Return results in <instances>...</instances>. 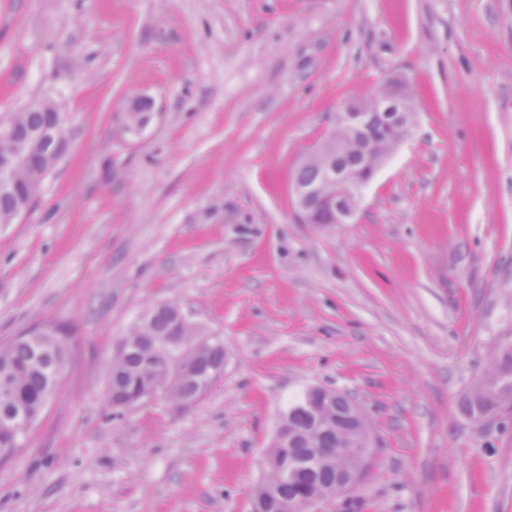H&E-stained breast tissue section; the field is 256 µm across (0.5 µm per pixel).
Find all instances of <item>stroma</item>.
Wrapping results in <instances>:
<instances>
[{"instance_id":"obj_1","label":"stroma","mask_w":512,"mask_h":512,"mask_svg":"<svg viewBox=\"0 0 512 512\" xmlns=\"http://www.w3.org/2000/svg\"><path fill=\"white\" fill-rule=\"evenodd\" d=\"M397 75L409 136L350 223H303L294 172ZM42 99L68 149L0 225V343L72 336L0 512H250L311 386L370 429L351 512H512V414L461 408L512 339V0H0V116ZM169 301L223 375L185 413L112 407L123 337ZM137 103L138 101H135L131 104L130 112H127V123L125 126V132L133 135L142 131V129L150 123L153 117V112H149L151 108L149 102H141V110L143 112H139L136 107Z\"/></svg>"}]
</instances>
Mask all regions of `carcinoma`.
Masks as SVG:
<instances>
[{
  "mask_svg": "<svg viewBox=\"0 0 512 512\" xmlns=\"http://www.w3.org/2000/svg\"><path fill=\"white\" fill-rule=\"evenodd\" d=\"M150 108V103L143 101L141 111L127 113L125 132L135 135L142 131L153 117ZM69 120V114L51 102L47 109L27 106L0 121L12 131L10 135L0 134V163L9 165V177L0 179V225L14 222L23 204L34 201L42 179L67 149V138H57L55 131L68 127ZM412 122L413 118H407L399 130L382 110L371 109L359 125L336 126L340 154L335 166L358 176H370L380 148L395 149L409 134ZM326 176L324 166L309 159L298 170L294 189L317 188L328 193L332 185ZM180 313L175 304H161L132 325L123 340L124 350L112 363V385L125 396H137L148 382L167 384L162 364H177L183 370L182 380L167 395V402L183 412L193 408L224 373V341L211 338L202 353L192 350L207 332L192 321L180 322ZM67 335L69 328L57 324L27 330L0 345V439L3 425L19 421L24 415L34 420L39 417L65 366ZM293 397L288 405V421L296 436L295 446L270 448L268 457L286 453L290 458L310 461L311 453H318L321 472L310 476L298 470L288 478L283 493L292 503L303 496L323 497L336 488V473L330 465L337 461L348 468H368V463L345 454V449L360 444L365 435L359 422L361 411L351 409L347 394L337 391L327 399L306 388ZM311 405L334 422V429L326 431L316 425L309 411ZM462 407L468 418L483 422L512 412L511 340L501 343L487 372L464 396Z\"/></svg>",
  "mask_w": 512,
  "mask_h": 512,
  "instance_id": "obj_1",
  "label": "carcinoma"
}]
</instances>
